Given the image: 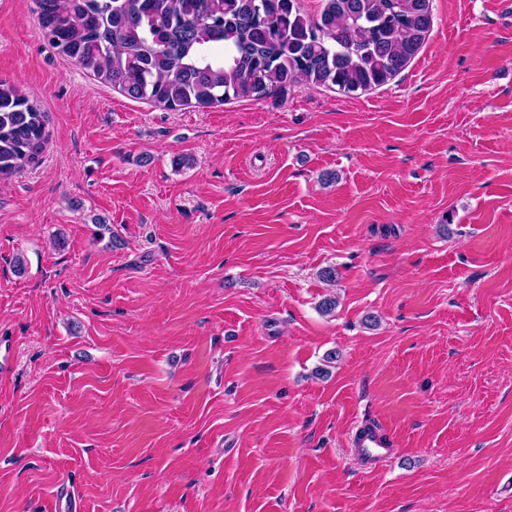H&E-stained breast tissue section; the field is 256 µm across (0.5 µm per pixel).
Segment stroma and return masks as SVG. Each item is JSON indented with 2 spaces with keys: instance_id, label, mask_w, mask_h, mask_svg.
Listing matches in <instances>:
<instances>
[{
  "instance_id": "stroma-1",
  "label": "stroma",
  "mask_w": 512,
  "mask_h": 512,
  "mask_svg": "<svg viewBox=\"0 0 512 512\" xmlns=\"http://www.w3.org/2000/svg\"><path fill=\"white\" fill-rule=\"evenodd\" d=\"M432 11L380 89L172 112L0 0L50 134L0 182V512H512V0ZM351 445L369 459L379 460L387 456L392 442L387 433L377 424L366 421L352 436Z\"/></svg>"
}]
</instances>
